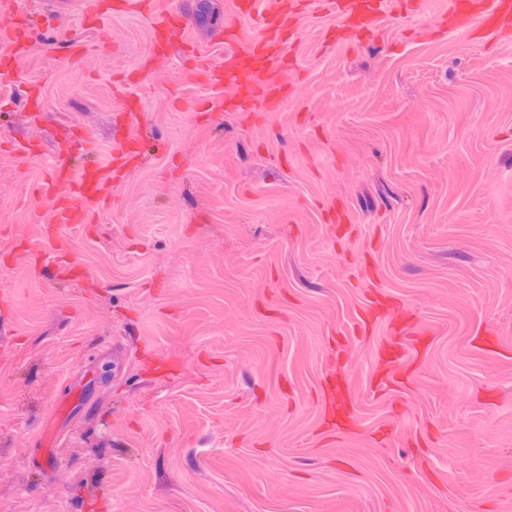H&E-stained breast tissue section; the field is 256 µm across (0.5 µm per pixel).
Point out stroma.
Instances as JSON below:
<instances>
[{"mask_svg":"<svg viewBox=\"0 0 512 512\" xmlns=\"http://www.w3.org/2000/svg\"><path fill=\"white\" fill-rule=\"evenodd\" d=\"M88 2L6 0L32 33L0 77V512H512V26L285 0L292 93L245 112L197 76L260 36L233 0H159L190 43L146 74L151 18L104 46ZM131 100L142 152L48 280L38 185L78 135L106 161Z\"/></svg>","mask_w":512,"mask_h":512,"instance_id":"stroma-1","label":"stroma"}]
</instances>
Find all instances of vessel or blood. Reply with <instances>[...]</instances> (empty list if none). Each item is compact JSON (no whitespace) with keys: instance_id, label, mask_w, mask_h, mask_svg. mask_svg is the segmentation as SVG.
I'll return each instance as SVG.
<instances>
[{"instance_id":"obj_1","label":"vessel or blood","mask_w":512,"mask_h":512,"mask_svg":"<svg viewBox=\"0 0 512 512\" xmlns=\"http://www.w3.org/2000/svg\"><path fill=\"white\" fill-rule=\"evenodd\" d=\"M131 9L149 14L153 19L154 50L167 51L185 39L184 28L175 24L174 16L156 8V0H132ZM285 21L280 0H264L261 14L262 34L249 47H231L224 58L214 63L201 60L199 77L213 86L228 89L229 100L236 109L249 110L262 103L266 111H275L281 101V86L274 74L281 66L287 44L277 35ZM473 23L494 30L512 24V0H490L484 13L474 15ZM30 53L28 29L19 28L13 13L0 15V71L13 72ZM141 115L135 111L122 114L107 162L75 165L70 155H59L54 168L38 188L40 196L52 204L53 223L85 224L95 214L111 208L112 187L141 147Z\"/></svg>"}]
</instances>
